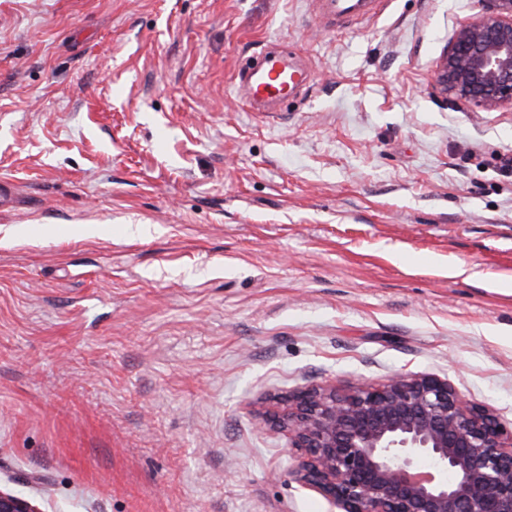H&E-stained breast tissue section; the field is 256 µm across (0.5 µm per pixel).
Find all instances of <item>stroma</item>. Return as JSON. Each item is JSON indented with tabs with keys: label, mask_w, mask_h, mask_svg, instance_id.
Returning a JSON list of instances; mask_svg holds the SVG:
<instances>
[{
	"label": "stroma",
	"mask_w": 512,
	"mask_h": 512,
	"mask_svg": "<svg viewBox=\"0 0 512 512\" xmlns=\"http://www.w3.org/2000/svg\"><path fill=\"white\" fill-rule=\"evenodd\" d=\"M479 0H0V486L44 512H331L246 401L432 374L512 422V109ZM284 49L312 82L248 104ZM435 81L447 102L512 109V0H481L448 42Z\"/></svg>",
	"instance_id": "35a3bbf8"
}]
</instances>
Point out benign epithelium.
I'll return each mask as SVG.
<instances>
[{"instance_id": "benign-epithelium-1", "label": "benign epithelium", "mask_w": 512, "mask_h": 512, "mask_svg": "<svg viewBox=\"0 0 512 512\" xmlns=\"http://www.w3.org/2000/svg\"><path fill=\"white\" fill-rule=\"evenodd\" d=\"M439 93L484 111L512 107V0H481L436 72ZM244 408L295 450L289 475L337 512H512V427L435 375L305 387L280 410ZM0 512H43L0 488Z\"/></svg>"}]
</instances>
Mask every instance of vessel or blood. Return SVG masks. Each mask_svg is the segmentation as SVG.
Instances as JSON below:
<instances>
[{"label":"vessel or blood","mask_w":512,"mask_h":512,"mask_svg":"<svg viewBox=\"0 0 512 512\" xmlns=\"http://www.w3.org/2000/svg\"><path fill=\"white\" fill-rule=\"evenodd\" d=\"M238 79L246 83L252 97L268 100L284 97L295 87L307 85L311 74L292 67L286 56L265 52Z\"/></svg>","instance_id":"b4317fda"}]
</instances>
